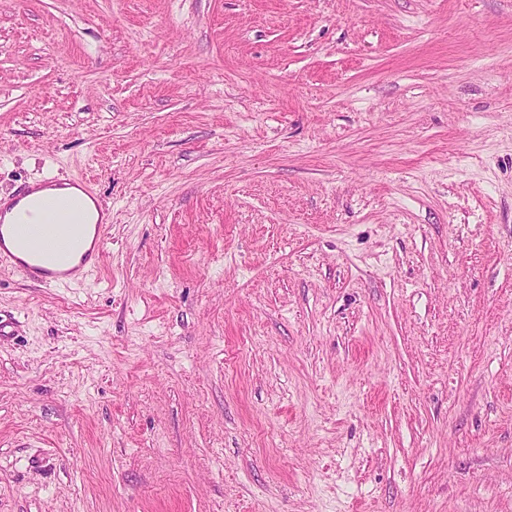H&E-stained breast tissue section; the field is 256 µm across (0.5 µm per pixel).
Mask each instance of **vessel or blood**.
Masks as SVG:
<instances>
[{
  "instance_id": "vessel-or-blood-1",
  "label": "vessel or blood",
  "mask_w": 512,
  "mask_h": 512,
  "mask_svg": "<svg viewBox=\"0 0 512 512\" xmlns=\"http://www.w3.org/2000/svg\"><path fill=\"white\" fill-rule=\"evenodd\" d=\"M69 179L49 177L40 187H24L10 202L0 201V220L4 219L13 204L28 198L34 210L44 214V222L22 221L10 225L9 232L16 244L8 249L0 240V261H8L12 269L24 279L44 285H59L84 277L92 265L90 255L81 254L77 223L81 210V196L92 195V188L84 181H77L80 197L64 195L63 187ZM80 256V263H73V256Z\"/></svg>"
}]
</instances>
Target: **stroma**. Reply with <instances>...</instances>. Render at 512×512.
<instances>
[{
    "label": "stroma",
    "instance_id": "stroma-1",
    "mask_svg": "<svg viewBox=\"0 0 512 512\" xmlns=\"http://www.w3.org/2000/svg\"><path fill=\"white\" fill-rule=\"evenodd\" d=\"M0 512H512V0H0ZM66 186L77 187L84 195L94 199L93 189L83 180L54 176L44 179L35 186L24 187L6 204L0 200V261H8L12 269L24 279L51 286L86 277L88 267L95 265L96 253L97 258L103 253L104 231L109 219L108 217L103 219L101 216V219L94 224V233L92 224H87L84 230L82 251L87 250L93 241L91 253H85L78 265L70 266L71 259L82 246L78 235L82 226L78 220L81 200L77 197L57 194L40 196L32 201L31 207L44 214L45 221L43 223L22 221L8 224L13 241L18 250L24 253L26 259L16 256L6 247L7 245L12 249L9 239L6 238V245L4 243L5 214L21 200L38 190L52 189L48 191L80 194L84 198L90 218H97L98 212L95 204L79 190L75 188L56 189ZM76 221L77 224H75ZM93 253L94 258L91 260Z\"/></svg>",
    "mask_w": 512,
    "mask_h": 512
}]
</instances>
